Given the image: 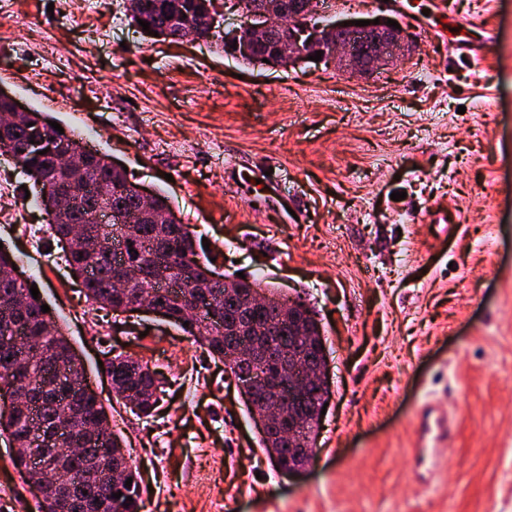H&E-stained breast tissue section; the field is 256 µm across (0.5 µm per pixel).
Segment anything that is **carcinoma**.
Wrapping results in <instances>:
<instances>
[{"label": "carcinoma", "instance_id": "carcinoma-1", "mask_svg": "<svg viewBox=\"0 0 512 512\" xmlns=\"http://www.w3.org/2000/svg\"><path fill=\"white\" fill-rule=\"evenodd\" d=\"M127 2L126 12L132 23L141 19L149 23L150 31L158 32V37L179 41V17L205 13L211 0ZM49 119L51 116L45 112L13 113L11 123L0 128V150L13 153L17 164L32 170L28 177L33 184L40 179L51 186L65 184L75 201L69 209H58L53 193L39 194L48 228L58 242L70 239L76 225L88 222L90 209L105 200L112 186L124 187L123 193L111 198V205L112 211L125 220V258H119L106 244L118 231L114 223L95 225L96 242L85 244L77 240L74 248L64 253L65 262L88 301L112 312L130 307L132 297L114 288L124 265L138 274L145 296L167 303V323L181 329L215 359L225 360L244 340L264 346L270 356L283 360L303 346L304 337L294 335L279 312V305L288 303V299L273 288L263 289L270 300L251 312L247 332L241 336L224 334V321L237 318L238 304L224 294V283L211 281L216 270L210 262L197 259L189 225L176 217L167 197L153 195L151 208L158 217L170 218V223L143 221L134 184L121 166L98 152L84 158V176L77 180L65 178L54 157L76 152L79 142L71 134L56 131L47 123ZM33 135L46 140L50 152L40 155L36 148L25 150ZM15 261L12 254L0 248V386L21 384L28 402L9 421H0V431L7 433L17 448L13 466L21 477H26L28 456L35 453L44 469L64 476L61 483L47 486L38 502L39 512H140L143 489L138 468L112 429L108 411L98 395L83 390L87 381L83 360L50 314L41 311L43 302L31 295L32 283L1 275ZM300 317L312 346L323 347L320 323L313 309L305 308ZM105 370L125 408L144 417L153 414L162 382L148 364L120 353L106 359ZM289 390L288 376L269 369V374L253 385L250 396L244 399L249 414L263 417L270 405L288 401ZM259 445L266 452L275 450L285 464L299 456L289 452L283 426L275 421L259 431ZM99 447L112 449V456L101 469L102 478L85 480L82 475L97 457ZM116 468L122 469L121 486L113 489L115 493L122 492L118 499L105 497L102 492V482ZM129 478L132 485L127 486ZM129 496L131 503L127 502Z\"/></svg>", "mask_w": 512, "mask_h": 512}]
</instances>
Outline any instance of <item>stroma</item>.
I'll return each instance as SVG.
<instances>
[{
  "mask_svg": "<svg viewBox=\"0 0 512 512\" xmlns=\"http://www.w3.org/2000/svg\"><path fill=\"white\" fill-rule=\"evenodd\" d=\"M415 41L367 77L247 65L217 36L160 41L126 0H0V90L93 130L94 150L207 238L217 271L303 301L323 329L328 406L311 467L288 477L223 362L158 317L92 309L52 262L29 178L0 155L20 208L0 218V244L93 389L113 397L106 344L168 380L154 416L112 415L146 486L141 512H512V0H453L445 39ZM269 161L295 220L252 173ZM429 406L455 424L415 480ZM11 454L1 435L0 512H38Z\"/></svg>",
  "mask_w": 512,
  "mask_h": 512,
  "instance_id": "stroma-1",
  "label": "stroma"
}]
</instances>
